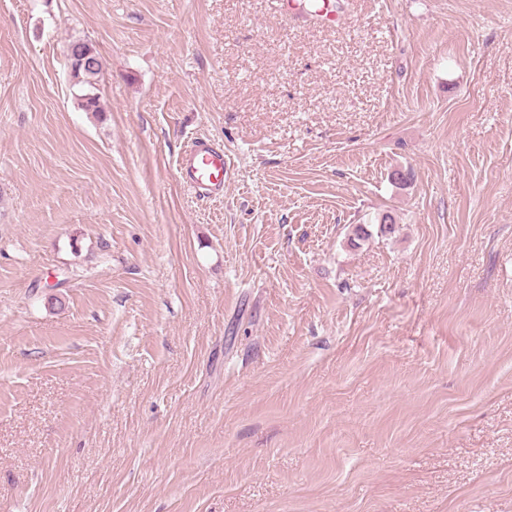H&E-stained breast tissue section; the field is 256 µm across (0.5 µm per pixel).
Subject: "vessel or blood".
<instances>
[{
    "instance_id": "b4317fda",
    "label": "vessel or blood",
    "mask_w": 512,
    "mask_h": 512,
    "mask_svg": "<svg viewBox=\"0 0 512 512\" xmlns=\"http://www.w3.org/2000/svg\"><path fill=\"white\" fill-rule=\"evenodd\" d=\"M275 3L277 9L288 10L301 19L311 17L333 26L340 22L333 0H275ZM227 166L223 147L199 139L178 156L176 170L180 180L204 200L223 197Z\"/></svg>"
}]
</instances>
